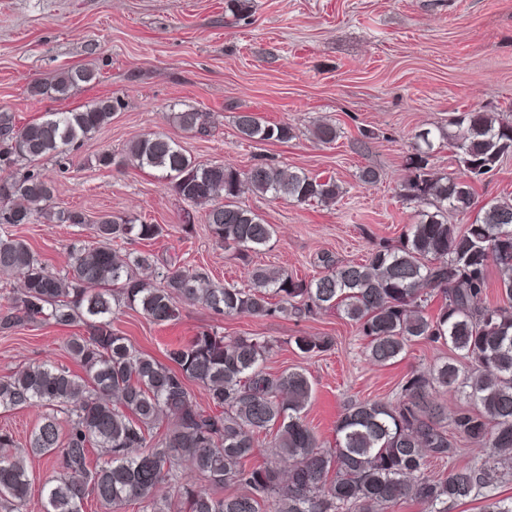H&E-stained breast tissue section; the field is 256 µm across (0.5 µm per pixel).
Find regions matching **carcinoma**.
<instances>
[{
	"label": "carcinoma",
	"instance_id": "1",
	"mask_svg": "<svg viewBox=\"0 0 512 512\" xmlns=\"http://www.w3.org/2000/svg\"><path fill=\"white\" fill-rule=\"evenodd\" d=\"M94 79L89 69H68L50 90L63 95ZM113 109L101 100L22 127L0 113V224H29L38 216L88 224L93 237L72 250L62 274L49 271L25 240L0 237V276L23 274L20 290L0 309V329L39 318L86 327L66 345L82 372L46 359L0 379V409L45 408L25 441L0 432V448L10 449L0 455V508L26 512L27 459L45 457L58 473L40 490L41 512H84L90 499L112 512L128 502L142 512H382L407 500L421 512H448V503L478 496L482 512H512V498L483 493L512 460V199L487 203L463 229L448 223L449 213L471 207L482 176L512 154V121L475 109L456 115L458 177L434 172L432 131H419L403 191L428 210L399 244L381 243L362 262L329 260L310 280L251 262L250 253L267 246L275 229L240 198L334 203L342 193L335 179L268 163L247 170L202 164L163 133L133 140L128 161L161 171L187 206L209 205L212 238L247 267L248 285L238 287L219 285L203 271L161 266L150 252L120 251L129 240L158 239L161 224L54 212L46 208L54 188L39 171L5 175L73 149L107 124ZM174 118L185 131L207 132L205 112L185 110ZM236 126L248 141L293 138L288 123L262 122L251 112L238 113ZM492 265L500 279L490 304ZM436 294L443 303L429 315ZM181 303L257 318L309 317L334 308L355 324L374 364L391 365L422 340L448 346L471 370L463 377L444 361L405 375L394 399L349 403L336 424L335 446L328 447L304 415L312 395L308 375L267 370L275 340L202 330L166 349L162 363L112 328L123 307L164 324L178 319ZM294 345L313 357L332 350L334 340L303 335ZM191 382L203 388L207 407L198 404ZM442 390L464 396L451 416ZM262 435L269 454L291 460L288 470L266 459L253 462ZM453 436L480 446L482 457L461 456L447 471L429 474V459L454 453ZM186 469L209 487L185 480ZM164 483L177 489L175 500L155 497Z\"/></svg>",
	"mask_w": 512,
	"mask_h": 512
}]
</instances>
